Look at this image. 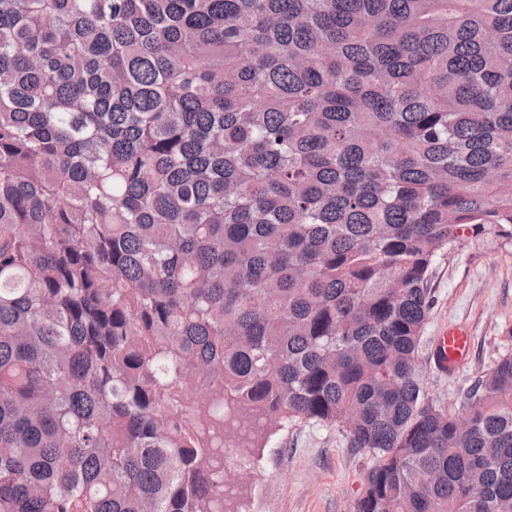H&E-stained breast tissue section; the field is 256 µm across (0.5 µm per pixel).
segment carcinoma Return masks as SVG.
<instances>
[{
	"label": "carcinoma",
	"instance_id": "1",
	"mask_svg": "<svg viewBox=\"0 0 512 512\" xmlns=\"http://www.w3.org/2000/svg\"><path fill=\"white\" fill-rule=\"evenodd\" d=\"M512 241V0H0V512H231L337 426L356 512H512V353L418 370ZM429 276L433 304L419 371L428 399L458 411L476 378L512 352V244L490 235L457 244L436 258ZM469 336L466 363L439 372L433 352L437 367L453 372L467 358Z\"/></svg>",
	"mask_w": 512,
	"mask_h": 512
}]
</instances>
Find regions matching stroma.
<instances>
[{
  "instance_id": "35a3bbf8",
  "label": "stroma",
  "mask_w": 512,
  "mask_h": 512,
  "mask_svg": "<svg viewBox=\"0 0 512 512\" xmlns=\"http://www.w3.org/2000/svg\"><path fill=\"white\" fill-rule=\"evenodd\" d=\"M433 304L419 350L429 400L459 409L483 372L512 352V244L482 236L439 255L429 273ZM449 324L467 329L471 349L456 372H439L433 339ZM246 464L231 474L240 487L236 512H355L373 458L348 447L335 426L288 423L265 447L245 450Z\"/></svg>"
}]
</instances>
